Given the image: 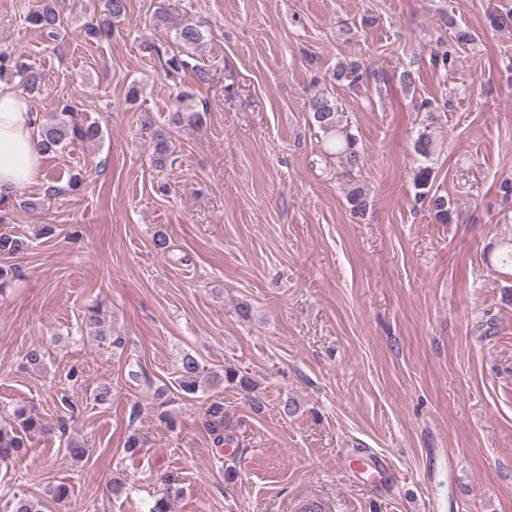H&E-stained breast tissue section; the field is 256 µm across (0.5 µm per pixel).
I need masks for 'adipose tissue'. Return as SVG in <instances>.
Returning a JSON list of instances; mask_svg holds the SVG:
<instances>
[{
  "label": "adipose tissue",
  "mask_w": 512,
  "mask_h": 512,
  "mask_svg": "<svg viewBox=\"0 0 512 512\" xmlns=\"http://www.w3.org/2000/svg\"><path fill=\"white\" fill-rule=\"evenodd\" d=\"M39 117L28 100L0 89V202L33 182L42 162Z\"/></svg>",
  "instance_id": "ef3b65f1"
}]
</instances>
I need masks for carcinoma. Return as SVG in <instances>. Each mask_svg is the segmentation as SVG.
Returning <instances> with one entry per match:
<instances>
[{
	"label": "carcinoma",
	"instance_id": "1",
	"mask_svg": "<svg viewBox=\"0 0 512 512\" xmlns=\"http://www.w3.org/2000/svg\"><path fill=\"white\" fill-rule=\"evenodd\" d=\"M69 7L67 0H42V6L27 16V22L47 34L55 36L61 24V13ZM106 19L99 21L91 17L85 24V31L92 37L107 35L111 32L112 20L126 14L127 0H107ZM474 33L460 25L449 26L448 49L432 59L434 66L448 70L455 65L457 49L473 44ZM176 42L187 50H193L204 42V25L201 22H185L176 28ZM143 51L155 56L160 62L164 73L168 76L177 74L188 68L190 62L180 53L169 54L161 51L154 43L143 44ZM334 81L342 85H356L364 80L367 72L356 61L345 59L336 63L332 73ZM19 79L24 88L30 92L36 90L42 81L41 73L25 63H10V58L0 54V81ZM195 96L190 91H183L170 109L166 125L177 129L187 123L202 120L201 112L194 109ZM312 124L317 127L320 137L326 144L325 157L334 158L340 164L338 176L347 180L350 189L346 200L350 210L355 214H364L369 200L364 192L352 185L354 173L364 165V149L358 135L353 132L348 115L341 109L336 97L320 90L311 91L306 101ZM140 134L143 139L152 143V162L155 167L164 169L173 166L176 158L170 150L163 130L146 116L141 121ZM40 149L48 154L61 144L69 141L94 143L103 137L102 126L93 121L87 122L78 118L74 107L64 104L59 111L43 119L39 130ZM435 175L432 167L424 165L415 172L414 186L418 197L427 202L434 218L441 224L453 221L449 207L448 195L434 186ZM30 248L29 241L20 236L0 234V281L13 269L11 262L24 255ZM178 386L186 395L195 394L200 388L203 368L196 358L186 355L181 359L178 368ZM219 382L236 389L250 400L255 409L261 408L258 384L241 370L231 365L224 367L223 376H214L212 383ZM18 426L0 425V462L7 463L17 460L26 448L25 436L31 432H47L54 428L63 429L62 423L52 425L47 422L25 416L24 410L16 412ZM202 425L218 448L227 447L236 442V435L224 410V402L214 400L205 408ZM47 500L38 496L14 495L4 500L0 498V512H46Z\"/></svg>",
	"mask_w": 512,
	"mask_h": 512
}]
</instances>
